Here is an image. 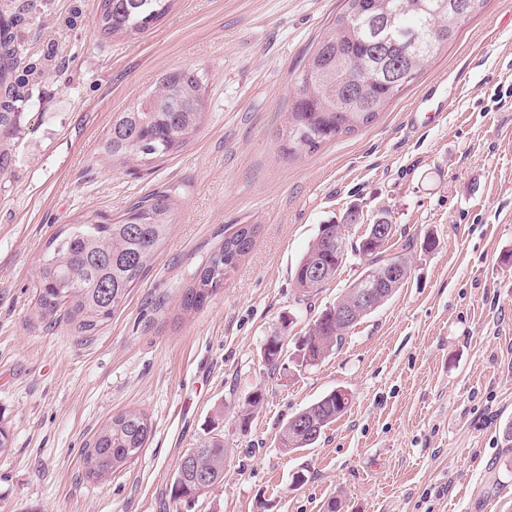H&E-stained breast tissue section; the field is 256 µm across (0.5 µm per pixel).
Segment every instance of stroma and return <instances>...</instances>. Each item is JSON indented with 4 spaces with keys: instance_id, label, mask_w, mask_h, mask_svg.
<instances>
[{
    "instance_id": "1",
    "label": "stroma",
    "mask_w": 512,
    "mask_h": 512,
    "mask_svg": "<svg viewBox=\"0 0 512 512\" xmlns=\"http://www.w3.org/2000/svg\"><path fill=\"white\" fill-rule=\"evenodd\" d=\"M97 4L33 0L17 27L26 87L0 140V426L12 441L0 512H512V0H487L371 124L291 155L295 79L342 0H176L140 38L112 42ZM189 67L207 73L208 110L190 146L152 169L109 168L98 147L113 113ZM443 77L454 108L413 128ZM168 189L175 224L107 326L80 336L37 320L49 238ZM353 207L350 240L380 216L412 239L410 275L303 368L297 344L360 261L308 300L293 272L320 225ZM243 224L256 227L250 249L202 309L184 310L194 270ZM272 336L284 339L274 371ZM335 389L350 406L321 440L282 447V424ZM125 411L150 420L146 448L84 479L81 448ZM215 439L223 483L172 501L181 456Z\"/></svg>"
}]
</instances>
